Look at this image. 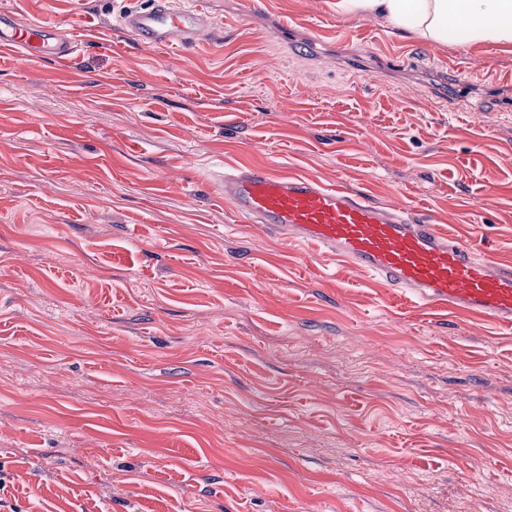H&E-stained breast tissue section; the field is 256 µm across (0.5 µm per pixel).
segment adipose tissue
<instances>
[{
  "mask_svg": "<svg viewBox=\"0 0 512 512\" xmlns=\"http://www.w3.org/2000/svg\"><path fill=\"white\" fill-rule=\"evenodd\" d=\"M339 7L429 43L457 32L469 42L512 44V0H340Z\"/></svg>",
  "mask_w": 512,
  "mask_h": 512,
  "instance_id": "ef3b65f1",
  "label": "adipose tissue"
}]
</instances>
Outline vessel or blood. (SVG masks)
<instances>
[{"label":"vessel or blood","instance_id":"vessel-or-blood-1","mask_svg":"<svg viewBox=\"0 0 512 512\" xmlns=\"http://www.w3.org/2000/svg\"><path fill=\"white\" fill-rule=\"evenodd\" d=\"M119 24L139 41L186 48L213 27L210 0H151L130 4ZM29 60H67L79 41L55 25L0 12V51ZM219 192L235 213L282 238L323 247L351 266L376 274L390 288L424 303L465 310L512 326V267L474 254L436 225L407 217L315 178L274 175L259 167L225 174Z\"/></svg>","mask_w":512,"mask_h":512}]
</instances>
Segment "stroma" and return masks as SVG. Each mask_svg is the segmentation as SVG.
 <instances>
[{
	"label": "stroma",
	"instance_id": "obj_1",
	"mask_svg": "<svg viewBox=\"0 0 512 512\" xmlns=\"http://www.w3.org/2000/svg\"><path fill=\"white\" fill-rule=\"evenodd\" d=\"M123 0H0V512H512V328L393 294L217 190L344 182L512 265V46L336 0H213L157 49ZM16 51L29 60L75 57L79 40L73 32L67 33L58 26L41 24L0 12V51Z\"/></svg>",
	"mask_w": 512,
	"mask_h": 512
}]
</instances>
